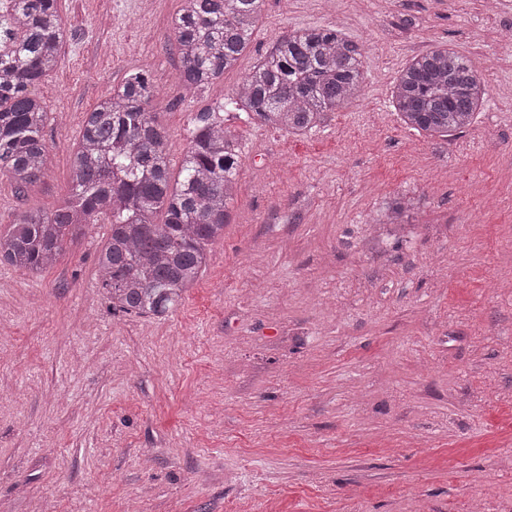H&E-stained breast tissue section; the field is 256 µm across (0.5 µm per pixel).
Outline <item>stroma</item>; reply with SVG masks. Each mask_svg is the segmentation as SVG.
<instances>
[{"mask_svg": "<svg viewBox=\"0 0 512 512\" xmlns=\"http://www.w3.org/2000/svg\"><path fill=\"white\" fill-rule=\"evenodd\" d=\"M181 0H59V66L34 88L48 164L0 176V225L68 197L87 112L148 66L179 161L287 31L367 48L364 90L294 136H241L224 237L161 317L112 312L90 225L42 274L0 264V512H512V0H262L237 67L185 97ZM487 88L444 139L403 126L390 86L438 45ZM409 224L377 223L396 194Z\"/></svg>", "mask_w": 512, "mask_h": 512, "instance_id": "35a3bbf8", "label": "stroma"}]
</instances>
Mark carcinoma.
<instances>
[{
    "instance_id": "cac0c4a2",
    "label": "carcinoma",
    "mask_w": 512,
    "mask_h": 512,
    "mask_svg": "<svg viewBox=\"0 0 512 512\" xmlns=\"http://www.w3.org/2000/svg\"><path fill=\"white\" fill-rule=\"evenodd\" d=\"M58 0H15L0 15V173L18 191L47 165L49 118L30 88L57 65L64 41ZM261 0H181L172 20L178 80L197 93L236 67L250 47ZM365 47L333 27L300 28L277 39L224 108L303 134L355 102L365 83ZM486 98L470 60L447 48L419 54L400 72L391 103L408 127L442 137L475 120ZM154 86L129 73L84 120L70 162L71 196L50 215L20 210L0 233V263L38 273L60 259L90 224L110 232L97 255L113 312L161 316L201 278L208 246L224 237L237 190L238 138L220 112L192 118L180 180L171 183L169 136L156 123ZM412 202L394 200L379 224H403ZM164 212L165 220L157 222Z\"/></svg>"
}]
</instances>
